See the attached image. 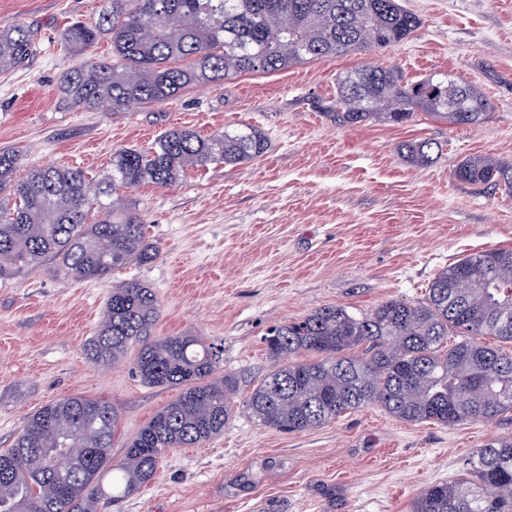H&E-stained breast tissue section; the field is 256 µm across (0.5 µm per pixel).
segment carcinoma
<instances>
[{
    "instance_id": "cac0c4a2",
    "label": "carcinoma",
    "mask_w": 512,
    "mask_h": 512,
    "mask_svg": "<svg viewBox=\"0 0 512 512\" xmlns=\"http://www.w3.org/2000/svg\"><path fill=\"white\" fill-rule=\"evenodd\" d=\"M419 24L400 0H112L96 20H77L62 33L74 52L107 37L112 61L70 69L60 86L75 108H125L163 101L195 82L392 47ZM37 48L29 27L0 26V74L25 66ZM184 59L188 66L175 65ZM489 109L478 87L452 74L409 83L394 68L363 66L338 81L336 106L324 115L345 126L402 125L422 110L465 127ZM267 147L251 128L209 137L170 129L147 152L114 153L112 186L167 187L189 167L249 162ZM433 149L426 140L400 146L415 166L428 164ZM17 166L14 152L0 150L1 280L50 259L67 276L93 279L156 258L136 213L101 201L111 196L106 189L89 194L81 169L36 168L19 179ZM454 177L512 190V166L484 155L464 159ZM92 204L99 219L88 224ZM158 312L151 288L133 282L112 289L89 355L98 366L114 365L137 341L135 370L143 382L179 387L177 398L128 442L116 464L118 415L110 403L72 396L42 407L0 449V512H97L100 501L148 483L165 449L193 447L224 431L236 379L214 377L220 351L199 338L151 337ZM450 336L461 340L450 345ZM485 336L512 343V248L441 269L420 302L390 299L362 315L327 306L274 327L264 338L274 368L246 407L260 425L287 432L318 428L369 405L407 423L492 422L512 412V354L484 343ZM76 444L85 448L81 462L66 457ZM108 472L106 493L100 482ZM413 512H512V438L477 449L460 477L422 489Z\"/></svg>"
}]
</instances>
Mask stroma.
Segmentation results:
<instances>
[{
  "label": "stroma",
  "instance_id": "1",
  "mask_svg": "<svg viewBox=\"0 0 512 512\" xmlns=\"http://www.w3.org/2000/svg\"><path fill=\"white\" fill-rule=\"evenodd\" d=\"M420 26L400 45L243 72L186 86L176 96L118 110L70 106L60 78L111 59L101 38L65 50L63 30L97 19L111 0H0V26L37 30L40 48L0 75V148L18 175L77 167L92 188L108 184L112 155L150 150L173 128L202 136L252 126L268 139L254 161L187 169L171 186L122 190L158 256L100 279L56 274L52 262L0 283V448L44 405L73 395L109 402L119 421L112 458L178 389L144 384L123 361L95 366L86 349L112 289H153L152 334L194 336L222 354L218 373L239 379L223 432L194 450H165L153 479L99 512H412L418 492L458 477L488 440L512 437V413L453 428L406 423L372 405L321 427L281 432L244 407L271 371L270 326L330 305L361 313L395 298L425 299L437 272L480 251L512 248V191L458 181L466 157L512 164V0H402ZM362 65L397 68L406 80L450 73L491 103L480 122L451 127L425 112L402 126L343 127L324 116L339 75ZM429 140L431 162L411 165L399 147Z\"/></svg>",
  "mask_w": 512,
  "mask_h": 512
}]
</instances>
